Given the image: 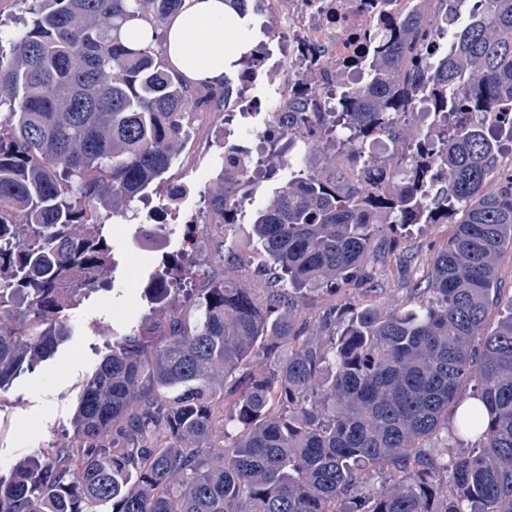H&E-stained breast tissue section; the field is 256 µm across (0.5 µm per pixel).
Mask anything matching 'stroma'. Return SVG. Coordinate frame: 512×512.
Listing matches in <instances>:
<instances>
[{"label": "stroma", "mask_w": 512, "mask_h": 512, "mask_svg": "<svg viewBox=\"0 0 512 512\" xmlns=\"http://www.w3.org/2000/svg\"><path fill=\"white\" fill-rule=\"evenodd\" d=\"M292 167L274 176L247 180L245 197L250 211L263 209L276 190L295 171H321L323 152L303 145L292 147ZM224 124L219 113L205 110L188 121V135L164 182L152 185L133 201L125 215L103 213L105 231L112 241L114 266L106 282L89 292L82 303L65 312L67 340L34 371L15 378L0 397L9 402V425H0V474H8L24 459L45 456L53 446L73 437V419L82 384L98 368L112 343L113 333L136 327L149 312L146 287L164 262L183 252L187 225H201L213 211V192L224 178ZM452 231L448 224H419L393 235L380 227L376 243L386 254L370 270L368 281L348 285L333 294L312 297L298 308V317L310 322L329 308L343 311L364 303L385 312L412 306L410 288L423 280L438 248ZM234 257L225 268V257ZM411 257L407 273L399 260ZM192 270L211 272L216 279L232 275L237 283L257 294L274 285V274L258 259L251 224H228L218 237L200 236L191 256Z\"/></svg>", "instance_id": "1"}]
</instances>
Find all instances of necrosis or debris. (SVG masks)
Masks as SVG:
<instances>
[{"label":"necrosis or debris","instance_id":"obj_1","mask_svg":"<svg viewBox=\"0 0 512 512\" xmlns=\"http://www.w3.org/2000/svg\"><path fill=\"white\" fill-rule=\"evenodd\" d=\"M468 3L469 9L463 13L456 0H262L261 12L272 26L266 40L251 47L244 73H264L276 95L265 106L268 123L261 132V145L225 138L227 162L236 163L251 154L257 155L262 165L272 159L287 162L284 153L268 157V145L306 139L316 113L337 99L342 89L353 82L368 86L372 69L400 34L401 19L428 8L435 20V36L428 51L436 59L447 53L448 33L461 17L474 20L481 15V0ZM430 93L426 86L414 93L403 124L418 132L419 153L436 164L441 155L435 145L443 132L451 130L454 118L441 119L430 112ZM321 142L330 159V177L367 193L391 192L392 182L386 176L393 161L391 153L358 158L330 137H322Z\"/></svg>","mask_w":512,"mask_h":512}]
</instances>
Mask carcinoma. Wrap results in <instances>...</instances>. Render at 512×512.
<instances>
[{"mask_svg": "<svg viewBox=\"0 0 512 512\" xmlns=\"http://www.w3.org/2000/svg\"><path fill=\"white\" fill-rule=\"evenodd\" d=\"M182 2L22 0L21 27L0 32V391L56 352L63 312L113 264L97 210L119 214L161 178L191 106L213 99L165 52L121 37L144 21L162 41ZM432 26L425 12L403 19L372 90L337 101L354 123L328 134L359 153L414 141L399 119L432 81L433 111L455 114L440 188L412 154L390 196L312 171L289 180L253 219L279 288L226 278L196 289L190 313L113 337L72 442L0 478V512H512V307L486 328L495 258L512 250V173L479 121L512 118V0H486L435 65ZM242 176L223 180L217 210ZM450 216L416 306H359L339 333L332 311L313 329L296 322L307 295L369 277L377 225ZM450 438L474 443L450 462L426 447ZM376 471L388 485L362 495Z\"/></svg>", "mask_w": 512, "mask_h": 512, "instance_id": "carcinoma-1", "label": "carcinoma"}]
</instances>
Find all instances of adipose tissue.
Masks as SVG:
<instances>
[{
	"instance_id": "1",
	"label": "adipose tissue",
	"mask_w": 512,
	"mask_h": 512,
	"mask_svg": "<svg viewBox=\"0 0 512 512\" xmlns=\"http://www.w3.org/2000/svg\"><path fill=\"white\" fill-rule=\"evenodd\" d=\"M165 28L167 54L176 71L188 81L215 85L237 68L255 37L252 22L224 0H185Z\"/></svg>"
}]
</instances>
